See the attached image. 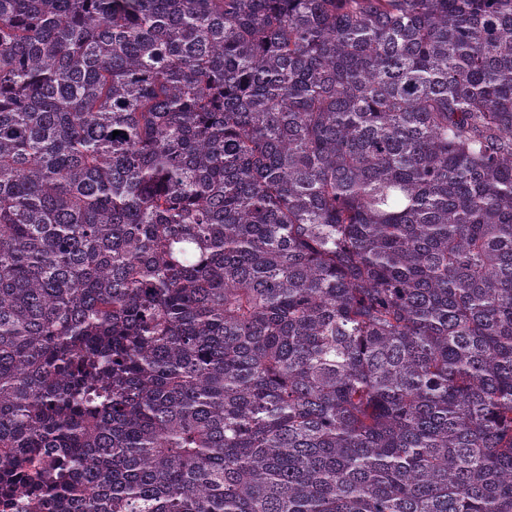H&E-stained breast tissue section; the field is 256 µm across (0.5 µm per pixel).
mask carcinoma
<instances>
[{
	"mask_svg": "<svg viewBox=\"0 0 512 512\" xmlns=\"http://www.w3.org/2000/svg\"><path fill=\"white\" fill-rule=\"evenodd\" d=\"M0 512H512V0H0Z\"/></svg>",
	"mask_w": 512,
	"mask_h": 512,
	"instance_id": "1",
	"label": "carcinoma"
}]
</instances>
